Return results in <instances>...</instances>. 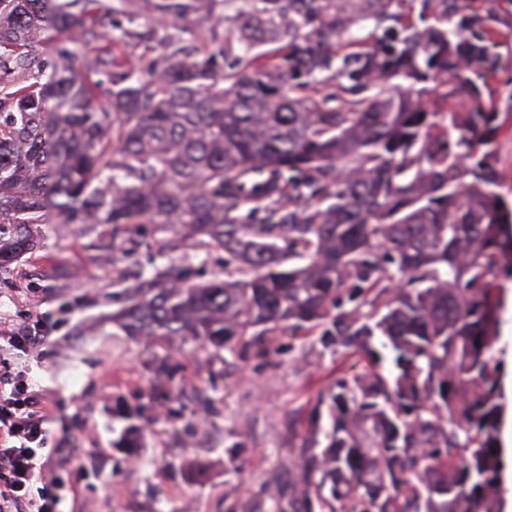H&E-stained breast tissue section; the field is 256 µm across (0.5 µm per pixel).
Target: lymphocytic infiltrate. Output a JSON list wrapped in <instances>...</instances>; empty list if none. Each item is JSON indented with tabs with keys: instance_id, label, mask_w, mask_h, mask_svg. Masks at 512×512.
I'll return each instance as SVG.
<instances>
[{
	"instance_id": "1",
	"label": "lymphocytic infiltrate",
	"mask_w": 512,
	"mask_h": 512,
	"mask_svg": "<svg viewBox=\"0 0 512 512\" xmlns=\"http://www.w3.org/2000/svg\"><path fill=\"white\" fill-rule=\"evenodd\" d=\"M52 422L49 391L0 363V512H56L68 496Z\"/></svg>"
}]
</instances>
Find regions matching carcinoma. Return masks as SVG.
<instances>
[{
    "label": "carcinoma",
    "mask_w": 512,
    "mask_h": 512,
    "mask_svg": "<svg viewBox=\"0 0 512 512\" xmlns=\"http://www.w3.org/2000/svg\"><path fill=\"white\" fill-rule=\"evenodd\" d=\"M237 2L201 53L170 30L226 0H148L164 53L126 68L68 35L129 0H0V267L35 224L204 236L224 280L156 267L112 322L241 352L307 330L365 361L275 512H498L512 0Z\"/></svg>",
    "instance_id": "carcinoma-1"
}]
</instances>
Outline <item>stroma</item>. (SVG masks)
Here are the masks:
<instances>
[{
  "instance_id": "obj_1",
  "label": "stroma",
  "mask_w": 512,
  "mask_h": 512,
  "mask_svg": "<svg viewBox=\"0 0 512 512\" xmlns=\"http://www.w3.org/2000/svg\"><path fill=\"white\" fill-rule=\"evenodd\" d=\"M175 231L137 225H58L43 246L0 269V321L51 316L54 352L0 351V360L47 387L52 429L75 492L64 512H273L276 482L309 440L308 416L358 357L318 334L264 337L238 355L188 337L128 336L112 322L124 291L174 263L192 283L224 276L223 252L204 238L167 245ZM127 409L135 447H118Z\"/></svg>"
}]
</instances>
